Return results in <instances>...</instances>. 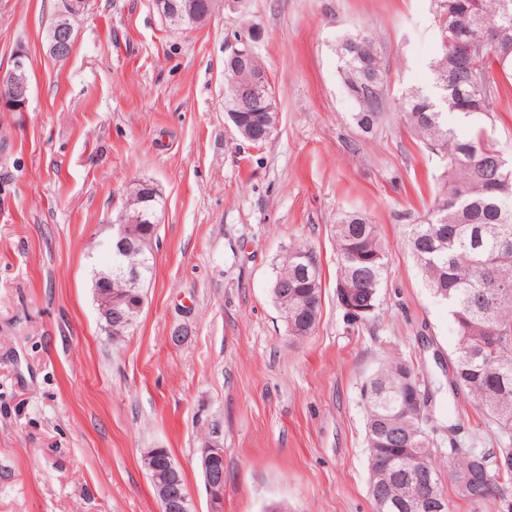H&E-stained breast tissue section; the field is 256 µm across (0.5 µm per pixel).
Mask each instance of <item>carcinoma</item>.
I'll return each instance as SVG.
<instances>
[{
  "label": "carcinoma",
  "instance_id": "carcinoma-1",
  "mask_svg": "<svg viewBox=\"0 0 512 512\" xmlns=\"http://www.w3.org/2000/svg\"><path fill=\"white\" fill-rule=\"evenodd\" d=\"M437 34L443 52L433 64L431 84L408 92L403 118L426 146L445 161L438 192L421 224L405 225L406 245L419 265L432 294L445 301L455 324L457 342L447 384L457 395L464 391L484 411L498 432L495 451L465 448L450 474L458 497L471 503L497 499L512 512V166L497 164L499 150L485 130L476 126L460 136L457 123L493 111L498 98L492 83L497 65L512 72V0H435ZM455 33L483 48L485 71L473 70ZM343 80L358 104V127L368 133L386 109V98L373 95L366 76L384 87L386 70L374 41L349 37L339 48ZM163 195L154 183L141 180L126 196V209L159 212ZM156 225H142L141 248L125 257L141 274L140 295L154 275L153 238ZM338 275L336 286L369 308L352 322L375 317L387 255L378 225L359 214L336 224ZM289 289L288 335H311L320 316L322 272L315 253L300 244L289 247L271 283L275 304L280 284ZM366 409L369 488L376 512H405L394 501H410L427 492L444 500L439 474L445 458L433 437L435 400L414 362L388 355L361 388ZM425 465L432 489L417 485L413 473Z\"/></svg>",
  "mask_w": 512,
  "mask_h": 512
}]
</instances>
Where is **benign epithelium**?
<instances>
[{
    "label": "benign epithelium",
    "instance_id": "1",
    "mask_svg": "<svg viewBox=\"0 0 512 512\" xmlns=\"http://www.w3.org/2000/svg\"><path fill=\"white\" fill-rule=\"evenodd\" d=\"M222 0H206V10L195 13L179 0H168L164 7H159L157 0H152V7L157 9L163 22L171 21L183 31H188L209 21L219 10ZM87 0H61L56 21L46 31L45 41L50 55L56 58L70 57L77 45L75 29L70 18L87 11ZM260 41V32L254 29L250 34L240 33L231 43L229 60L233 63L232 82L236 84L234 111L240 112L251 96L266 82L268 73L265 70L252 73L248 83H239L240 73L251 65ZM30 58L28 53L19 49L12 58L9 72L0 77V81L10 87L7 98L0 97V108L10 112H24L30 95ZM143 216L121 214L110 225L112 234L107 238L104 248L120 252L135 249L136 220ZM121 286L112 287V275L95 276V303L102 329L110 336H122L133 324L142 305H136L132 298L140 288V277L137 269L127 268L121 271L118 278ZM145 468L149 472L154 494L160 505V512H188V491L184 483L182 471L175 463L172 455L165 448H151L143 455ZM201 468L210 497L212 512H223L224 507V449L210 446L203 449Z\"/></svg>",
    "mask_w": 512,
    "mask_h": 512
}]
</instances>
